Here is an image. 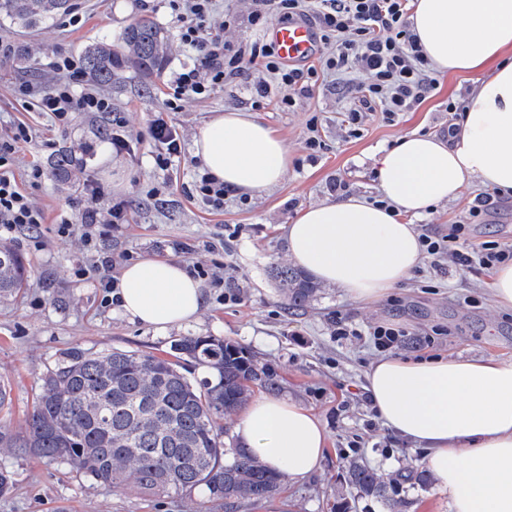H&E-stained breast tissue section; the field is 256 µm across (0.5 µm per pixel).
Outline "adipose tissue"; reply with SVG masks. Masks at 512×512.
<instances>
[{
  "instance_id": "ef3b65f1",
  "label": "adipose tissue",
  "mask_w": 512,
  "mask_h": 512,
  "mask_svg": "<svg viewBox=\"0 0 512 512\" xmlns=\"http://www.w3.org/2000/svg\"><path fill=\"white\" fill-rule=\"evenodd\" d=\"M439 74L483 70L452 142L411 133L376 160L378 201L362 196L300 209L285 225L292 263L355 300L387 295L422 264L405 216L427 214L470 183L512 193V0H416L410 17ZM209 173L239 193L260 194L287 175L276 130L246 112L214 116L194 139ZM113 297L124 317L158 331L192 321L205 293L186 264H127ZM382 424L425 449L423 466L447 491L450 512H512V363L492 358L383 357L367 372ZM238 440L274 472L297 481L317 469L328 443L321 420L296 401L254 399L234 426Z\"/></svg>"
}]
</instances>
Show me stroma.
I'll use <instances>...</instances> for the list:
<instances>
[{
	"label": "stroma",
	"mask_w": 512,
	"mask_h": 512,
	"mask_svg": "<svg viewBox=\"0 0 512 512\" xmlns=\"http://www.w3.org/2000/svg\"><path fill=\"white\" fill-rule=\"evenodd\" d=\"M147 17L169 33L177 28L163 0L149 8L135 0H90L83 25L62 29L55 24L21 29L0 23V35L14 49L30 48L24 68L0 62V124L20 119L36 131L23 152L24 161L51 168L59 150L71 149L82 158L69 180L47 176L31 193L48 206L49 221L40 234L46 245L34 249L26 236L14 245L29 266L23 288L0 303V381L13 389L10 417L23 425L39 392L40 378L72 348L92 352L113 349L162 353L183 336H212L244 347L273 376V394L289 397L320 418L328 444L320 467L301 481H286L283 492L259 503H241L233 512H385L379 499L359 495L344 480L343 466L359 460L377 473L389 475L421 465L423 452L385 428L366 399V373L381 356L369 331L380 323H398L410 332L430 337L428 346L406 348L402 357H494L512 362V313L499 310L490 298L492 275L472 271L450 277L422 264L418 272L389 295L373 302L351 299L343 290L323 287L318 297L300 308L283 299L271 268L288 262L283 226L305 206L335 198V180L347 182L352 195L376 197L373 155L406 134L442 135L448 114L441 104L448 97L468 95L474 74L440 76L434 97L393 123L368 117L359 136H347L342 120L350 100L319 90L291 112L266 109L256 119L275 128L290 156L287 176L274 189L240 198L229 195L224 210L202 209L190 192L196 168L193 140L218 112L251 110L245 84L220 91L208 99H187L170 118L184 138L183 154L169 167H157L148 123L164 107V81L186 61L182 43L163 71L145 77L127 73L109 93L117 109L122 134L138 140L135 154L113 153L105 122L77 114L66 131L54 130L50 117L25 105L13 93L23 81L39 83L53 76L54 55L81 56L95 42H116L123 29ZM252 111V110H251ZM322 126L323 148L310 155L305 140L307 123ZM103 184L113 197L136 201L131 223L118 224L105 242L112 252V272L120 274L130 262L152 257L177 259L189 268H204L201 283L206 307L191 322L160 333L129 322L117 306L101 302L93 281L73 277V266L85 255L80 237L55 238L53 219L68 212V199L83 180ZM157 188L159 198L148 197ZM223 279L214 287L212 277ZM349 335H335L337 323ZM14 477L10 494L0 496V512H224L223 502L208 501L204 492L189 497L142 498L96 483L54 462L23 456L0 458ZM399 512H448V494L435 483L403 485L395 494Z\"/></svg>",
	"instance_id": "obj_1"
}]
</instances>
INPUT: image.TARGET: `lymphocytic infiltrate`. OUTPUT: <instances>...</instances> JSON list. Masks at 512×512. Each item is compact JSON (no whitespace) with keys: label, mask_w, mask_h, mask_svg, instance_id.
Instances as JSON below:
<instances>
[{"label":"lymphocytic infiltrate","mask_w":512,"mask_h":512,"mask_svg":"<svg viewBox=\"0 0 512 512\" xmlns=\"http://www.w3.org/2000/svg\"><path fill=\"white\" fill-rule=\"evenodd\" d=\"M217 2L166 0L189 60L170 76L165 109L149 123V137L159 147L155 156L158 166L170 165L182 153V137L168 117L169 112L177 110L179 101L187 96L206 98L217 90L234 87L256 67L267 77L253 86V109L272 106L290 112L323 87L352 101L345 121L355 135L360 133L365 115L374 112L385 121H395L401 113L432 97L438 86L410 25L411 0H252L249 23L256 29L294 18L315 27L320 53L307 65L282 60L272 44L259 39L226 41L224 29L236 25L239 17L228 11L221 23H213ZM51 65L60 75L56 83L40 91L23 82L16 85V95L32 100L38 111L48 114L62 131L71 126L79 112L111 118V95L101 92L87 78L80 59L59 54ZM34 137V129L22 121L0 131V237L33 231L47 221L45 210L28 193L29 187L44 179L43 167L29 164L22 182L14 174L21 146ZM104 195L100 183L85 181L79 197L69 202L70 215L56 220L55 234L62 240L81 236L87 259L74 267L73 274L81 280H94L108 293L114 286L112 255L100 241L106 227L129 222L131 205L117 199L107 209H100L97 201ZM500 203L498 191H482L469 207L468 221L455 222L445 230L425 229L419 237L425 257L435 264L446 262L452 272L475 267L491 271L512 262V243H476L468 232L469 222L492 213Z\"/></svg>","instance_id":"1"}]
</instances>
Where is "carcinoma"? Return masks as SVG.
I'll list each match as a JSON object with an SVG mask.
<instances>
[{
  "mask_svg": "<svg viewBox=\"0 0 512 512\" xmlns=\"http://www.w3.org/2000/svg\"><path fill=\"white\" fill-rule=\"evenodd\" d=\"M73 0H0V20L21 28L53 22L70 12ZM171 45L164 30L148 19L129 24L120 42L93 43L83 67L99 86L118 82L127 71L159 72ZM74 164L62 149L54 173L66 177ZM290 305H308L319 286L286 264L273 268ZM23 257L0 243V298L23 287ZM209 376L198 379L187 367ZM41 392L24 425L0 418V454H27L63 464L72 472L134 495H189L206 490L211 501L232 508L279 493L285 476L270 471L249 449L224 446V419L237 413L253 388L272 376L243 347L211 336H183L163 354L130 350L65 352L41 378ZM347 483L396 512L389 491L404 482L425 485L424 470H399L385 478L356 460L345 467Z\"/></svg>",
  "mask_w": 512,
  "mask_h": 512,
  "instance_id": "cac0c4a2",
  "label": "carcinoma"
}]
</instances>
